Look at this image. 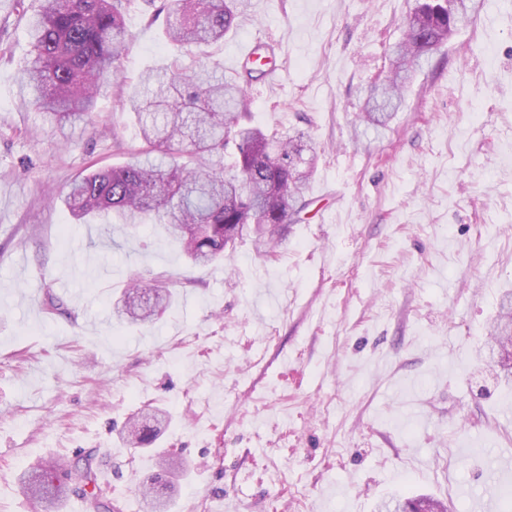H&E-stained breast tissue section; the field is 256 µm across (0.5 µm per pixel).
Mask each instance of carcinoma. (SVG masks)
<instances>
[{
  "label": "carcinoma",
  "instance_id": "1",
  "mask_svg": "<svg viewBox=\"0 0 512 512\" xmlns=\"http://www.w3.org/2000/svg\"><path fill=\"white\" fill-rule=\"evenodd\" d=\"M457 18H448V2ZM133 0H42L29 23L30 51L18 79L19 101L42 114L57 144L79 145L92 124L98 96L110 85L120 86V62L130 34L125 16ZM239 0H164L166 36L176 50L224 40L234 30ZM465 0H415L404 38L394 50L390 75L371 90L361 120L386 124L402 103L409 64L420 61L442 44L466 14ZM261 76L243 66L232 75L199 61L183 69L178 60L145 73L146 96L133 103L143 147L140 158L125 165L77 178L65 204L79 223L92 217L127 227L153 221L163 224L194 264L208 266L224 258L236 240L252 231L260 246L274 247L284 225L306 206L305 192L316 157L301 131L284 134L248 124L246 86ZM156 294L157 306L170 304L173 292L151 280L133 277L117 303L119 316L131 323H155L157 311L135 305L139 294ZM512 323V294L504 296L498 319L487 340L498 339ZM155 414L148 411L134 423L127 443L141 447L152 441ZM75 485L93 487L107 498L92 469H70ZM30 496L54 504L62 488L50 472L32 466L22 477ZM398 512L448 506L431 497L390 499Z\"/></svg>",
  "mask_w": 512,
  "mask_h": 512
}]
</instances>
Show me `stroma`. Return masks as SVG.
I'll use <instances>...</instances> for the list:
<instances>
[{"label": "stroma", "instance_id": "35a3bbf8", "mask_svg": "<svg viewBox=\"0 0 512 512\" xmlns=\"http://www.w3.org/2000/svg\"><path fill=\"white\" fill-rule=\"evenodd\" d=\"M40 5L0 0V512H37L30 464L89 453L118 512H147L170 453L168 512H379L403 494L477 512L512 486V382L484 358L512 291V0H480L382 128L358 116L414 0H244L205 53L230 73L242 45H272L283 76L249 86L251 122L305 131L318 162L274 255L248 234L205 267L164 225L80 224L62 202L140 148L128 95L172 54L165 17L130 8L126 93L69 151L18 106ZM134 274L174 293L154 325L115 312ZM144 409L158 437L128 447Z\"/></svg>", "mask_w": 512, "mask_h": 512}]
</instances>
